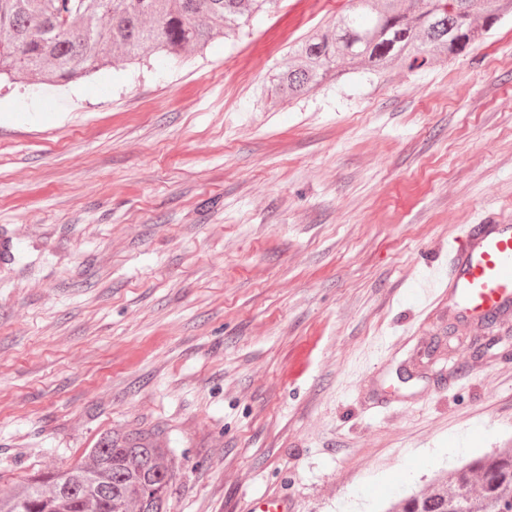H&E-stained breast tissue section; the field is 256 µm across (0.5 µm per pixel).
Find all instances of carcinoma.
<instances>
[{"label": "carcinoma", "instance_id": "obj_1", "mask_svg": "<svg viewBox=\"0 0 512 512\" xmlns=\"http://www.w3.org/2000/svg\"><path fill=\"white\" fill-rule=\"evenodd\" d=\"M272 0H0V76L66 84L117 60L179 57L239 32ZM347 12L292 48L275 76L280 101L335 81L340 67L383 73L467 54L512 0H349ZM112 469V504L95 512H168L174 472L156 429L114 430L70 466L83 495ZM64 470L37 472L0 488V512H86L60 489ZM387 512H512V448L476 457L437 479L429 493L403 495Z\"/></svg>", "mask_w": 512, "mask_h": 512}]
</instances>
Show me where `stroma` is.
Listing matches in <instances>:
<instances>
[{"label": "stroma", "instance_id": "obj_1", "mask_svg": "<svg viewBox=\"0 0 512 512\" xmlns=\"http://www.w3.org/2000/svg\"><path fill=\"white\" fill-rule=\"evenodd\" d=\"M67 86L0 83V486L160 427L170 512H378L512 440V321L446 343L467 225L512 224V16L471 54L272 104L348 0Z\"/></svg>", "mask_w": 512, "mask_h": 512}]
</instances>
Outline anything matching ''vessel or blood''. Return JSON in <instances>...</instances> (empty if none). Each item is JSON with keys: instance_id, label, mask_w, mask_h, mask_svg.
<instances>
[{"instance_id": "1", "label": "vessel or blood", "mask_w": 512, "mask_h": 512, "mask_svg": "<svg viewBox=\"0 0 512 512\" xmlns=\"http://www.w3.org/2000/svg\"><path fill=\"white\" fill-rule=\"evenodd\" d=\"M448 300L481 317L512 305V224H475L448 245Z\"/></svg>"}]
</instances>
